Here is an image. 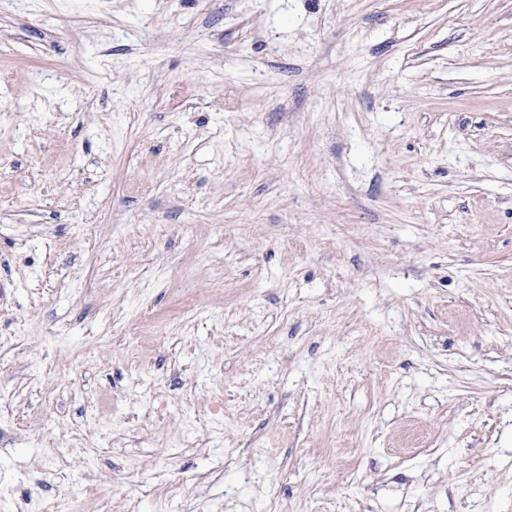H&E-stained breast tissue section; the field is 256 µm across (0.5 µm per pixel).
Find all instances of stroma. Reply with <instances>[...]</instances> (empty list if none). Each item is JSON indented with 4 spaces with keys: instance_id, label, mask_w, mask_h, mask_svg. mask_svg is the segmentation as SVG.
<instances>
[{
    "instance_id": "35a3bbf8",
    "label": "stroma",
    "mask_w": 512,
    "mask_h": 512,
    "mask_svg": "<svg viewBox=\"0 0 512 512\" xmlns=\"http://www.w3.org/2000/svg\"><path fill=\"white\" fill-rule=\"evenodd\" d=\"M0 512H512V0H0Z\"/></svg>"
}]
</instances>
